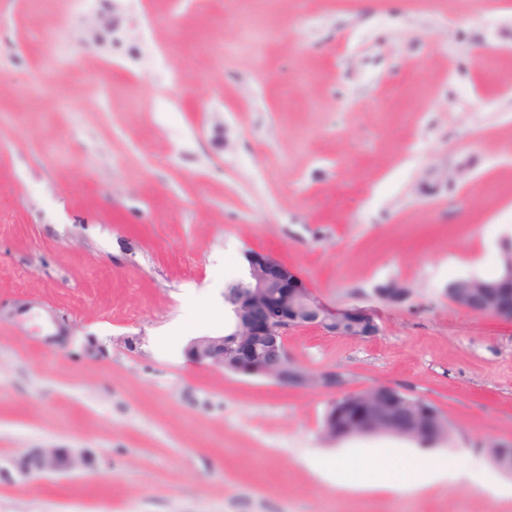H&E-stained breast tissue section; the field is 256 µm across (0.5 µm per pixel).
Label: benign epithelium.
<instances>
[{
  "mask_svg": "<svg viewBox=\"0 0 512 512\" xmlns=\"http://www.w3.org/2000/svg\"><path fill=\"white\" fill-rule=\"evenodd\" d=\"M245 282L224 293L234 314L230 330L222 335L191 339L189 361L245 377H261L286 387H315L334 393L322 425L324 439L336 442L355 435L395 434L440 440L447 426L440 425L431 403L414 404L393 388L377 386L372 392L336 393L340 375H313L292 358L286 345L288 330L316 328L333 336L370 338L378 334L375 320L359 308L333 310L311 293L272 255L252 250L247 254ZM448 298L473 312L512 322V244L504 248L501 272L493 279L470 277L448 285ZM497 468L512 473V453L497 442L488 443ZM92 461L69 448H31L13 460L25 477L66 475Z\"/></svg>",
  "mask_w": 512,
  "mask_h": 512,
  "instance_id": "obj_1",
  "label": "benign epithelium"
}]
</instances>
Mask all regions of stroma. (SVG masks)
Masks as SVG:
<instances>
[{
    "label": "stroma",
    "instance_id": "obj_1",
    "mask_svg": "<svg viewBox=\"0 0 512 512\" xmlns=\"http://www.w3.org/2000/svg\"><path fill=\"white\" fill-rule=\"evenodd\" d=\"M507 242L512 0H0V512H512L429 478L512 445V323L446 293ZM252 249L372 313L288 350L431 402L440 453L186 359ZM52 447L94 466L13 469Z\"/></svg>",
    "mask_w": 512,
    "mask_h": 512
}]
</instances>
